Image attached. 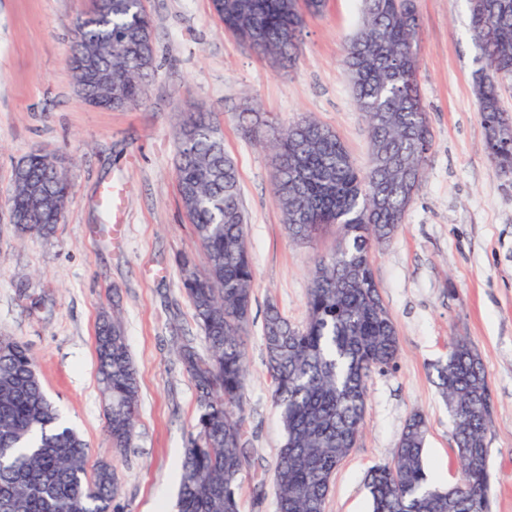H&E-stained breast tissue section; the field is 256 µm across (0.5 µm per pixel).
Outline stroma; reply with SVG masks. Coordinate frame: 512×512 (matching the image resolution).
I'll use <instances>...</instances> for the list:
<instances>
[{"label": "stroma", "instance_id": "stroma-1", "mask_svg": "<svg viewBox=\"0 0 512 512\" xmlns=\"http://www.w3.org/2000/svg\"><path fill=\"white\" fill-rule=\"evenodd\" d=\"M156 71L144 101L113 111L77 92L70 64L74 24L92 0H0V336L25 343L65 422L89 444V463H111L124 512H177L179 464L195 432L197 405L178 359L184 342L207 344L181 281L182 256L205 267L177 191L176 132L188 107L213 113L234 159L256 272L245 337L243 429L252 448L240 512H275L282 442L262 341L267 304L295 326L307 317L316 255L335 249L329 231L293 242L272 191L274 155L242 132L241 111L258 102L288 126L309 115L335 132L367 169L370 144L344 46L359 0H325L307 16L295 66L273 68L225 33L211 0H146ZM418 85L432 135L425 174L404 224L372 253V268L399 337L394 368L369 380L364 432L338 467L324 512H369L365 476L390 461L411 412L428 425L429 479L458 484L461 469L448 408L429 374L452 337H466L488 374L487 433L492 512H512V182L484 151L474 92L485 60L470 33L468 0H416ZM68 159L72 185L52 235L21 234L9 221L15 166L30 152ZM126 190L125 234L103 235L102 183ZM121 318L138 373V419L130 445L113 448L97 383L95 336L103 313ZM263 483L265 496L253 488Z\"/></svg>", "mask_w": 512, "mask_h": 512}]
</instances>
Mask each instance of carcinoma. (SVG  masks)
<instances>
[{
	"mask_svg": "<svg viewBox=\"0 0 512 512\" xmlns=\"http://www.w3.org/2000/svg\"><path fill=\"white\" fill-rule=\"evenodd\" d=\"M212 0L224 30L272 65L293 64L305 17L323 0ZM363 24L344 48L357 108L367 125L370 166L355 168L339 136L308 116L285 127L251 106L245 135L278 160L273 189L289 236L313 241L338 231L336 251L316 259L307 321L288 322L268 304L263 320L270 386L284 429L276 477L277 512H324L336 469L362 433L368 381L396 366L399 340L380 295L370 254L404 223L423 176L432 136L418 80L415 0H362ZM469 0L473 38L487 73L475 94L485 150L499 176L512 174V116L500 82L512 79V0ZM72 69L84 99L122 110L139 103L155 71L150 16L141 0H93L75 28ZM178 194L208 257L197 270L181 259L183 287L207 341V354L186 344L180 359L196 391V434L180 463V512H238L252 449L243 431L247 384L244 335L255 271L246 240L237 166L224 150L214 116L187 113L178 134ZM70 183L58 162L39 152L14 174L8 206L24 234L49 236L64 218ZM99 383L110 402L112 447L130 444L139 398L137 370L121 324L104 320L96 336ZM432 377L458 420L463 479L453 488L429 482L427 427L412 414L388 463L366 475L371 512H489L486 435L492 399L486 370L469 340L454 338ZM112 464L88 470V444L65 425L45 393L33 356L0 336V512H122Z\"/></svg>",
	"mask_w": 512,
	"mask_h": 512,
	"instance_id": "1",
	"label": "carcinoma"
}]
</instances>
